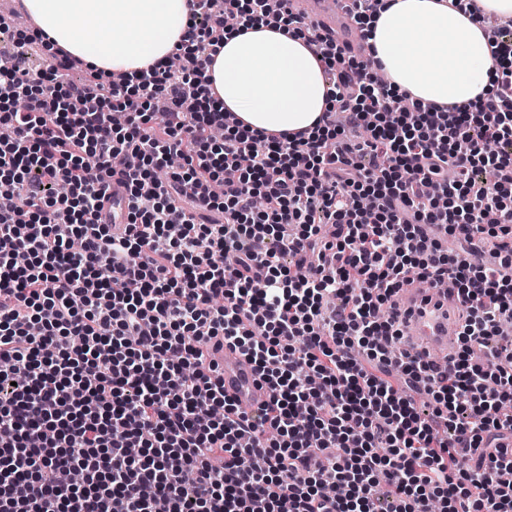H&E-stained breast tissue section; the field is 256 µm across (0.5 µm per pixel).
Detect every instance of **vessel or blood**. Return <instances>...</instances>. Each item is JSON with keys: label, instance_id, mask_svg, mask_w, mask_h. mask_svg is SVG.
<instances>
[{"label": "vessel or blood", "instance_id": "obj_1", "mask_svg": "<svg viewBox=\"0 0 512 512\" xmlns=\"http://www.w3.org/2000/svg\"><path fill=\"white\" fill-rule=\"evenodd\" d=\"M293 8L333 36L338 33L337 20L347 15L346 9L338 6L336 0H294ZM398 303L410 313L407 325L408 332L413 335L410 353L446 362L457 339L458 325L451 315L458 305L454 290L449 287L408 288L401 292ZM215 359L223 372L224 392L240 410L250 411L268 402L269 393L248 359L225 349L217 352Z\"/></svg>", "mask_w": 512, "mask_h": 512}]
</instances>
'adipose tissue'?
<instances>
[{"instance_id": "obj_1", "label": "adipose tissue", "mask_w": 512, "mask_h": 512, "mask_svg": "<svg viewBox=\"0 0 512 512\" xmlns=\"http://www.w3.org/2000/svg\"><path fill=\"white\" fill-rule=\"evenodd\" d=\"M23 4L50 42L105 75L165 62L190 14V0ZM364 29L373 70L409 100L462 107L493 87L498 67L481 25L445 0H389ZM205 77L225 110L275 136L313 130L331 92L313 46L263 21L235 24Z\"/></svg>"}]
</instances>
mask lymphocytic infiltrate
<instances>
[{"instance_id":"1","label":"lymphocytic infiltrate","mask_w":512,"mask_h":512,"mask_svg":"<svg viewBox=\"0 0 512 512\" xmlns=\"http://www.w3.org/2000/svg\"><path fill=\"white\" fill-rule=\"evenodd\" d=\"M191 2L179 67L116 81L0 23V512H512V339L487 345L512 323V27L480 20L486 99L403 110L292 0ZM228 15L314 45L320 130L214 100ZM421 281L463 305L444 366L398 351ZM223 345L260 413L225 397ZM215 359L223 372L224 393L240 410L251 411L269 401V392L248 359L225 349L215 353Z\"/></svg>"}]
</instances>
